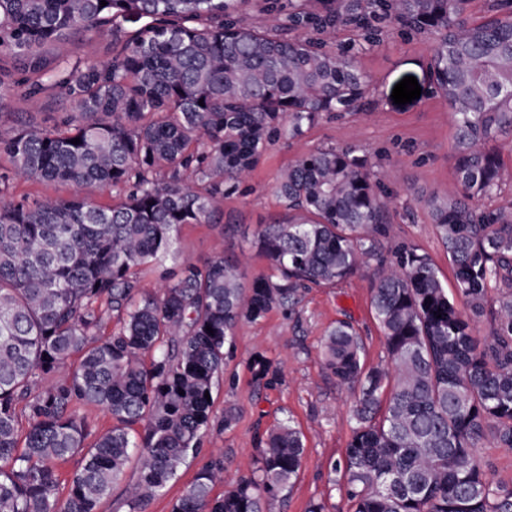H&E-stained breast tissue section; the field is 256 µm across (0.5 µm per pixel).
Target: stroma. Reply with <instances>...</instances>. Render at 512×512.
I'll list each match as a JSON object with an SVG mask.
<instances>
[{"label": "stroma", "mask_w": 512, "mask_h": 512, "mask_svg": "<svg viewBox=\"0 0 512 512\" xmlns=\"http://www.w3.org/2000/svg\"><path fill=\"white\" fill-rule=\"evenodd\" d=\"M380 27L379 43L360 57L371 81L365 109L324 116L302 138L272 146L253 171L247 191L225 199L220 223L182 226L177 240L181 259L203 261L218 251L246 245L262 225L285 216L272 191L282 170L304 152L323 146H350L367 156L378 171L379 192L399 199L389 215L393 243L416 245L439 267L444 283L453 285L443 245L422 205L424 199L445 194L455 180L452 109L432 89L429 40L387 21ZM109 43L108 35L89 32L55 45L49 55L58 68L67 69L80 59L105 57ZM8 67V61H0V101L6 109L0 125L12 126L20 113L49 125L68 111L64 97L52 88L36 98H26L8 76ZM407 76L416 77L421 95L399 106L391 99L392 90ZM79 191L67 184L17 180L11 184L9 195L16 200L48 199ZM80 192L101 202L112 199L108 188L87 187ZM370 296V276L362 272L338 287L310 288L294 312L275 309L258 323L241 325L224 373L213 390L211 428L178 478L148 503L146 512H172L197 472L214 458L223 459L229 473L249 472L257 457L258 433L287 415L303 432L306 452L297 481L274 503L272 512H307L310 503L317 501L325 502L329 512H348L343 492L331 484V467L343 460L350 439L348 410L353 396L329 377L321 361L320 344L333 323L347 320L365 341L368 363L381 362L384 339L371 313ZM256 351L284 360L280 384L268 388L252 384L247 361ZM228 406L238 414L236 426L229 431L224 428V409Z\"/></svg>", "instance_id": "1"}]
</instances>
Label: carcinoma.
<instances>
[{"label": "carcinoma", "instance_id": "1", "mask_svg": "<svg viewBox=\"0 0 512 512\" xmlns=\"http://www.w3.org/2000/svg\"><path fill=\"white\" fill-rule=\"evenodd\" d=\"M105 2L0 0V58L28 96L49 77L70 105L52 128L0 127L10 163L0 171V512H97L134 455L120 507L145 512L200 446L205 394L237 327L363 270L385 362L367 364L349 321L322 345L327 373L355 396L332 467L351 512H512V488L492 484L478 455L487 441L512 448V210L478 207L499 190V142L512 140V0H493L482 21L470 19V0H288L287 23L270 31L248 24L244 7L273 14L281 0ZM379 20L430 40L431 83L453 109L457 189L425 207L465 307L427 254L386 247L392 196L378 192L366 157L336 147L300 155L276 180L286 217L251 241L266 271L250 283L219 253L141 290L134 270L176 256L178 229L214 221L275 143L364 105L360 57L323 35L348 27L374 45ZM100 29L112 33L107 60L52 66L47 46ZM14 178L99 184L119 199L8 200ZM484 317L491 332L480 338ZM247 369L259 386L282 379L261 351ZM85 407L112 416L91 442ZM257 441L251 473L213 497L216 459L173 512H264L281 498L303 433L286 416ZM76 454L80 466L61 480L59 464Z\"/></svg>", "mask_w": 512, "mask_h": 512}]
</instances>
